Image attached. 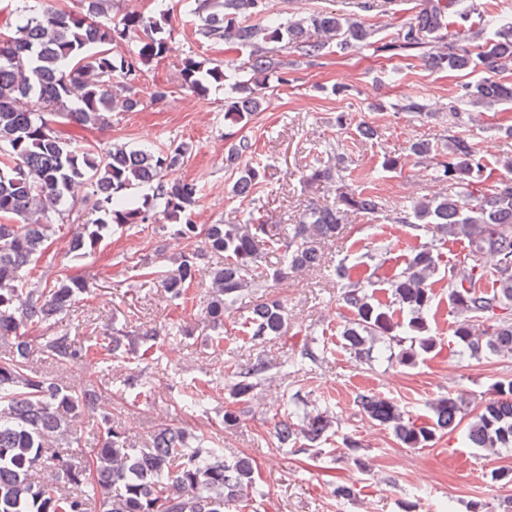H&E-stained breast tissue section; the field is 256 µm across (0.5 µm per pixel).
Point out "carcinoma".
Segmentation results:
<instances>
[{"label": "carcinoma", "instance_id": "cac0c4a2", "mask_svg": "<svg viewBox=\"0 0 512 512\" xmlns=\"http://www.w3.org/2000/svg\"><path fill=\"white\" fill-rule=\"evenodd\" d=\"M111 0H80L77 11L44 8L35 16L21 14L15 28L0 33V512H225L248 500L241 491L256 484L255 467L245 456L224 454L215 436L195 439L183 429L162 426L136 446L112 415L101 409V390L135 404L152 388L135 371L117 378L100 375L78 389L51 380L33 365L32 337L42 356L68 371L89 356L55 330L57 317L88 292L87 282L59 275L47 288H30L36 263L45 255L58 223L82 201L93 218L79 226L69 241L75 260L90 258L112 234L171 222L175 238L190 244L169 268L154 270L174 301L188 298L200 261L223 259L207 284V305L200 319L215 345L224 342L226 314L244 311L237 329L254 339L283 335L288 301L270 289L291 275L321 265V244L343 233L351 214L380 216L431 233V243L413 251L406 266L383 281L390 302L374 296L375 282L352 267L334 271L342 281L341 302L353 315L342 332L360 357L377 354L404 368L434 351L439 339L430 313L439 269L435 242L463 241L467 253L450 273L449 298L455 314L451 341L473 358L512 357V154L500 164L508 175L487 183L485 165L474 139L448 137V160L433 168L440 183L455 190L430 198H414L392 216L381 198L367 189L339 188L334 201L313 204L296 224L286 228L288 243L280 246L268 225L250 214L239 224L196 222L200 186L193 179L171 181L167 174L184 165L185 143L165 151L112 142L88 148L64 140L55 119L80 128L110 125L112 113L132 112L141 105L132 88L138 73L159 61L174 31L167 0L152 16L135 9L119 19L109 16ZM193 14L200 40L226 53L249 51L248 71L228 60H201L188 53L181 62V88L204 95L224 88L227 136L248 126L260 112L266 92L288 82L283 49L298 57L320 58L334 48L350 54L376 43L377 30L362 14L385 11L394 0H350L345 11L271 12L270 0H195ZM379 49L392 55L423 57L433 70L465 76L480 68L481 79L460 85L448 102V116L462 129L471 120L466 104L489 108L512 104V81L498 74L512 67V26L486 35L478 0H419L414 14ZM399 112L431 118L420 97L393 104ZM409 151L428 161L437 148L426 140ZM253 143L235 140L225 160L237 168L234 196H255L267 180L265 165L254 161ZM347 168L326 152V160L309 165L303 177L311 182H343ZM279 251L270 278L254 277L265 257ZM172 330L145 326L128 334L93 337L106 351L107 363L155 359L154 347ZM272 364L258 359L230 373L231 402L220 428L237 426L245 406L267 380ZM359 411L390 430L406 448H425L444 432L454 431L465 417L466 401L444 396L432 403L428 423L410 420L392 399L360 392ZM180 406L205 411V395L187 387ZM96 420L98 448L91 458L67 455L58 448L79 442L86 420ZM332 421L326 412L305 414L301 422L280 417L273 423L279 448L328 436ZM467 444L487 454L512 448V380L500 381L492 397L469 422Z\"/></svg>", "mask_w": 512, "mask_h": 512}]
</instances>
